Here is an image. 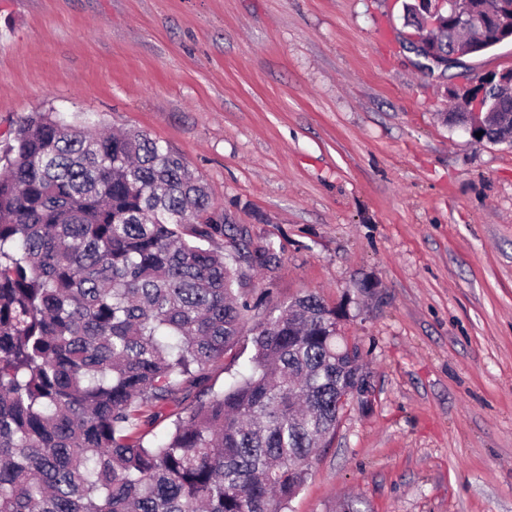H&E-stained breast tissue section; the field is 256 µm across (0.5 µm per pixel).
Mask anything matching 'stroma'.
<instances>
[{
    "label": "stroma",
    "mask_w": 512,
    "mask_h": 512,
    "mask_svg": "<svg viewBox=\"0 0 512 512\" xmlns=\"http://www.w3.org/2000/svg\"><path fill=\"white\" fill-rule=\"evenodd\" d=\"M405 0H0V170L33 112L166 142L371 375L287 512H512V144L450 113L512 41L427 72Z\"/></svg>",
    "instance_id": "35a3bbf8"
}]
</instances>
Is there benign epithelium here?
<instances>
[{
  "instance_id": "7a95c632",
  "label": "benign epithelium",
  "mask_w": 512,
  "mask_h": 512,
  "mask_svg": "<svg viewBox=\"0 0 512 512\" xmlns=\"http://www.w3.org/2000/svg\"><path fill=\"white\" fill-rule=\"evenodd\" d=\"M420 25L417 26V40L420 53L438 64H448V61L460 57V52L451 53L444 58L435 55L429 43V35L448 27L453 30L469 29L481 38L494 44L512 39V0H419ZM496 83L505 90L506 98L512 100V70L500 74L484 75L464 95L467 103L466 111L460 123L471 138L478 141L509 143L512 141V131L497 135L490 139L485 132L498 128L495 122L497 109L489 105L480 86ZM483 132L481 137L476 133Z\"/></svg>"
}]
</instances>
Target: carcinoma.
<instances>
[{
  "label": "carcinoma",
  "instance_id": "obj_1",
  "mask_svg": "<svg viewBox=\"0 0 512 512\" xmlns=\"http://www.w3.org/2000/svg\"><path fill=\"white\" fill-rule=\"evenodd\" d=\"M98 127L35 112L0 173V512H286L362 351L312 293L246 326L237 263L271 248L170 146Z\"/></svg>",
  "mask_w": 512,
  "mask_h": 512
}]
</instances>
